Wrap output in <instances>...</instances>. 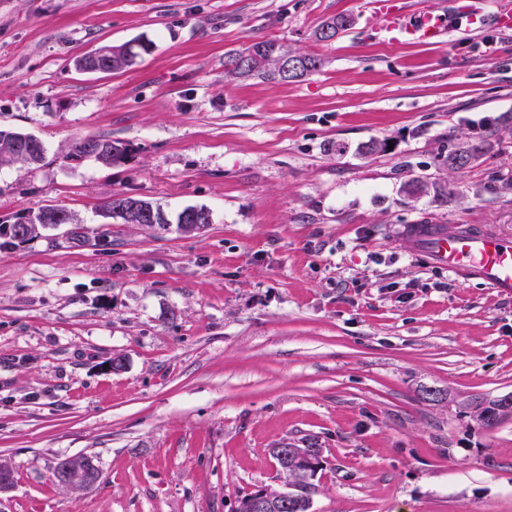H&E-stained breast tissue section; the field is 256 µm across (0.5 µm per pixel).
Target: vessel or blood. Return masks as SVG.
Returning a JSON list of instances; mask_svg holds the SVG:
<instances>
[{"label": "vessel or blood", "mask_w": 512, "mask_h": 512, "mask_svg": "<svg viewBox=\"0 0 512 512\" xmlns=\"http://www.w3.org/2000/svg\"><path fill=\"white\" fill-rule=\"evenodd\" d=\"M374 8L383 19L377 30L381 42L434 44L449 33L445 14L436 9L410 14L398 0H375ZM399 244L404 251L447 269L455 279H478L500 296L512 297V238L488 226L413 224L402 232Z\"/></svg>", "instance_id": "obj_1"}]
</instances>
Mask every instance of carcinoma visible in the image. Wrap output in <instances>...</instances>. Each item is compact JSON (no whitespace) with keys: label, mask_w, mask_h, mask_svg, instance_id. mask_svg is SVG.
Masks as SVG:
<instances>
[{"label":"carcinoma","mask_w":512,"mask_h":512,"mask_svg":"<svg viewBox=\"0 0 512 512\" xmlns=\"http://www.w3.org/2000/svg\"><path fill=\"white\" fill-rule=\"evenodd\" d=\"M255 51L256 57L252 58V63H243L240 60V54L232 53L227 56L224 62L225 76L240 78L252 75L254 73L262 75L270 80L280 81H299L306 76L317 72L322 67V59L318 56L301 53L294 50H288L292 57L304 60L308 67L301 72L280 74L281 55L285 45L276 41H259L251 45ZM151 50V43L146 42H128L120 46L105 47V54L112 55V70L117 71L134 63V61L143 53ZM26 136V133L11 129H0V159H9L21 161L27 164H37L42 161L44 153H39L35 159L29 160L12 153V142ZM126 152V147L119 141L109 139L85 138L73 142L70 156L73 158L93 157L98 161L110 164L121 159ZM483 152V147L479 144H463L448 154L446 163L450 169H461L467 166L472 160ZM193 210L200 213L207 211L204 206H193L183 208L177 215V229L183 233H192L200 231L209 224V220L195 221L193 223H183V216L186 212ZM151 215L153 219L147 221V225L154 230H169L170 222L165 216L164 211L158 205L151 202L135 198L133 196L115 195L104 205V215L120 219L124 224H139L140 217ZM68 223L67 214L57 208H47L43 210L35 219L18 224H9L3 227V234L12 239L27 241L36 237L39 228H46L55 224ZM474 418L479 424L487 429L497 426L507 414L500 411L497 401H477L474 403ZM286 482L299 486L295 496V508L292 512H310L311 500L309 497L310 489L313 488L312 476L307 474V467L298 463L295 469L283 472Z\"/></svg>","instance_id":"1"}]
</instances>
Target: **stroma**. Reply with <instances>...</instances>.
<instances>
[{
  "mask_svg": "<svg viewBox=\"0 0 512 512\" xmlns=\"http://www.w3.org/2000/svg\"><path fill=\"white\" fill-rule=\"evenodd\" d=\"M372 4L0 0V128L46 148L0 162V225L52 206L87 235L0 239V512H235L284 484L270 448L310 436L311 512H512V418L486 429L467 407L512 393V298L396 241L406 224L512 236V32L459 19L389 46ZM137 39L152 50L123 70L74 66ZM262 40L324 66L227 80L226 56ZM83 137L127 152L68 159ZM115 194L211 221L124 224L101 214ZM77 455L94 489L57 483ZM482 145L462 144L448 154L445 161L450 169H461L483 152Z\"/></svg>",
  "mask_w": 512,
  "mask_h": 512,
  "instance_id": "stroma-1",
  "label": "stroma"
}]
</instances>
